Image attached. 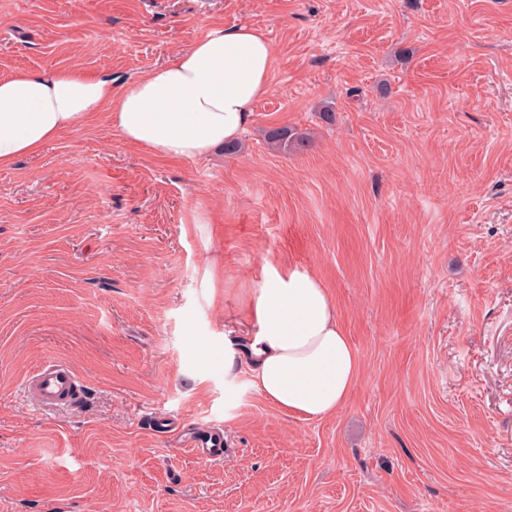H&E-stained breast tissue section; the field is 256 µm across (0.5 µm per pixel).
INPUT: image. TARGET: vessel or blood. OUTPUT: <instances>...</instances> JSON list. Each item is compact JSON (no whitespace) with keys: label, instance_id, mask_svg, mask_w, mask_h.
<instances>
[{"label":"vessel or blood","instance_id":"b4317fda","mask_svg":"<svg viewBox=\"0 0 512 512\" xmlns=\"http://www.w3.org/2000/svg\"><path fill=\"white\" fill-rule=\"evenodd\" d=\"M23 392L37 409L55 410L75 406L81 396V385L66 361L52 359L26 379ZM185 446L200 459L219 460L224 456V437L214 432L188 433Z\"/></svg>","mask_w":512,"mask_h":512}]
</instances>
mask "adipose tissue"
Segmentation results:
<instances>
[{"instance_id": "adipose-tissue-1", "label": "adipose tissue", "mask_w": 512, "mask_h": 512, "mask_svg": "<svg viewBox=\"0 0 512 512\" xmlns=\"http://www.w3.org/2000/svg\"><path fill=\"white\" fill-rule=\"evenodd\" d=\"M264 32L211 29L190 49L114 92L108 75L63 69L0 78V168L39 153L63 131L107 113L115 134L160 158L197 159L236 141L272 84ZM251 387L280 411L322 419L344 405L360 371L328 289L305 270L272 264L245 313Z\"/></svg>"}]
</instances>
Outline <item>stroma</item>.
Segmentation results:
<instances>
[{
    "label": "stroma",
    "mask_w": 512,
    "mask_h": 512,
    "mask_svg": "<svg viewBox=\"0 0 512 512\" xmlns=\"http://www.w3.org/2000/svg\"><path fill=\"white\" fill-rule=\"evenodd\" d=\"M241 24L275 71L240 152L164 161L102 115L0 169V512H512V0H0V75L120 89ZM268 262L334 299L336 415L224 371ZM51 359L81 406L25 400ZM268 146L277 151L287 152L301 151L306 149L309 144V138L303 134L292 133L285 127L271 128L266 132ZM208 435L191 432L185 436V447L199 459L220 460L224 457V436L214 432Z\"/></svg>",
    "instance_id": "stroma-1"
}]
</instances>
